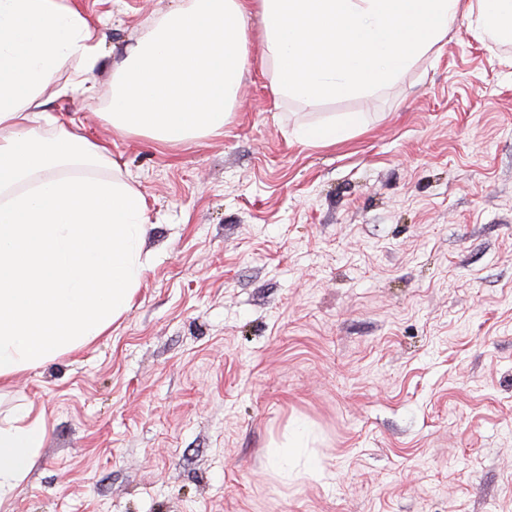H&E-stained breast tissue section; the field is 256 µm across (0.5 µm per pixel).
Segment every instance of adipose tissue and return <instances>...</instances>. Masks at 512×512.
I'll list each match as a JSON object with an SVG mask.
<instances>
[{"mask_svg":"<svg viewBox=\"0 0 512 512\" xmlns=\"http://www.w3.org/2000/svg\"><path fill=\"white\" fill-rule=\"evenodd\" d=\"M512 39V0H187L131 45L108 110L120 133L175 144L220 134L252 26L275 95L313 102L396 81L459 15ZM96 32L62 0H0V385L102 336L145 271L146 201L119 179L72 174L111 163L104 144L54 125L41 94L69 61L86 88ZM42 412L0 425V503L43 446Z\"/></svg>","mask_w":512,"mask_h":512,"instance_id":"ef3b65f1","label":"adipose tissue"}]
</instances>
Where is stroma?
Returning <instances> with one entry per match:
<instances>
[{"instance_id": "1", "label": "stroma", "mask_w": 512, "mask_h": 512, "mask_svg": "<svg viewBox=\"0 0 512 512\" xmlns=\"http://www.w3.org/2000/svg\"><path fill=\"white\" fill-rule=\"evenodd\" d=\"M63 2L95 93L68 62L44 108L145 197L149 264L103 336L0 388L1 421L45 418L0 512H512V44L464 15L396 82L305 103L255 36L223 134L168 146L107 108L182 0ZM348 112L336 144L297 135ZM296 448H305L302 438L298 436L293 438L288 437L286 443L271 448L270 453L278 465L288 470V466L292 465L298 457Z\"/></svg>"}]
</instances>
